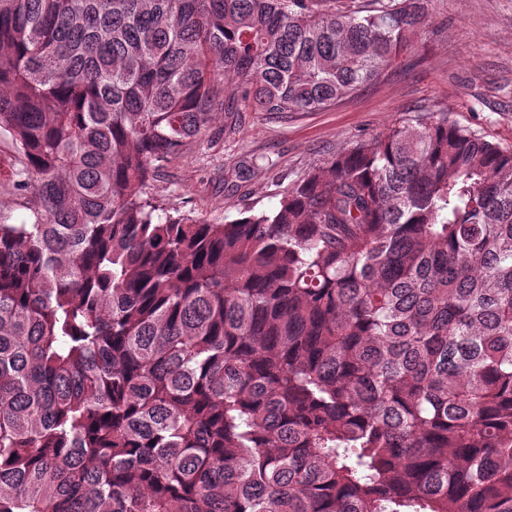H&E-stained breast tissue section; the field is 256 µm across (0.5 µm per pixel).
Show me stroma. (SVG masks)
Instances as JSON below:
<instances>
[{
	"label": "stroma",
	"instance_id": "1",
	"mask_svg": "<svg viewBox=\"0 0 512 512\" xmlns=\"http://www.w3.org/2000/svg\"><path fill=\"white\" fill-rule=\"evenodd\" d=\"M426 24L381 77L319 112H248L233 135L216 113L154 183L167 210L220 224L248 208L274 210L281 192L324 165L359 137L381 135L393 123L436 105L461 125L512 148V0H425ZM271 165L231 186L241 160ZM15 154L0 142V222H30L11 189Z\"/></svg>",
	"mask_w": 512,
	"mask_h": 512
}]
</instances>
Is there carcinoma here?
Here are the masks:
<instances>
[{"label":"carcinoma","mask_w":512,"mask_h":512,"mask_svg":"<svg viewBox=\"0 0 512 512\" xmlns=\"http://www.w3.org/2000/svg\"><path fill=\"white\" fill-rule=\"evenodd\" d=\"M375 2L0 0V512H512L511 148L429 108L272 211L149 192L375 82L424 0ZM18 161L9 146L0 142V222L8 224L28 223L31 213L23 205L20 196L11 189L12 173L17 169Z\"/></svg>","instance_id":"obj_1"}]
</instances>
